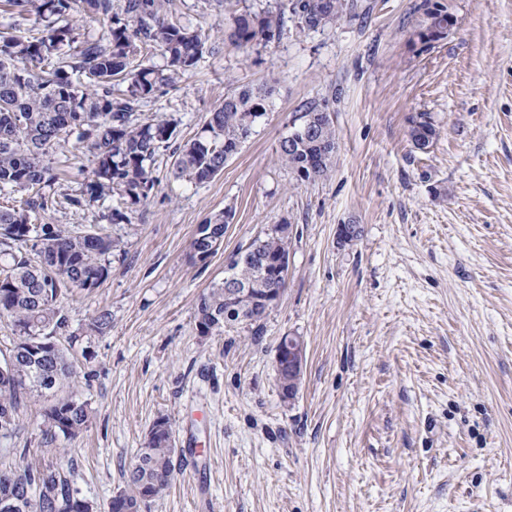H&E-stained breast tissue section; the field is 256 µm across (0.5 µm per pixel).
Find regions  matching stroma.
Wrapping results in <instances>:
<instances>
[{
  "label": "stroma",
  "instance_id": "obj_1",
  "mask_svg": "<svg viewBox=\"0 0 512 512\" xmlns=\"http://www.w3.org/2000/svg\"><path fill=\"white\" fill-rule=\"evenodd\" d=\"M322 31L242 51L217 40L177 89L141 108L200 135L229 78L272 87L266 116L201 184H158L131 223L102 209L56 214L118 239L109 273L65 299L70 330L107 310L112 327L74 357L91 408L76 440H42L44 401L20 410L0 448L60 465L110 512L155 421L178 447L171 488L143 512H512V0H437L452 20L424 44V0H359ZM328 105L336 168L296 182L278 144L304 106ZM430 116L427 150L409 138ZM232 209L206 261L191 242ZM289 224L288 276L261 331L195 329L226 260ZM356 236L337 238L339 225ZM306 359L293 401L276 381L282 336Z\"/></svg>",
  "mask_w": 512,
  "mask_h": 512
}]
</instances>
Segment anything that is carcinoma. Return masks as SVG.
Returning a JSON list of instances; mask_svg holds the SVG:
<instances>
[{
    "instance_id": "cac0c4a2",
    "label": "carcinoma",
    "mask_w": 512,
    "mask_h": 512,
    "mask_svg": "<svg viewBox=\"0 0 512 512\" xmlns=\"http://www.w3.org/2000/svg\"><path fill=\"white\" fill-rule=\"evenodd\" d=\"M167 0H4L12 18L0 24V195L19 194L18 204L0 206V319L18 339L0 355V438L20 428L19 410L32 393L50 398L44 407V443L74 440L90 421L88 403L72 391L70 351L81 336L103 335L112 313L93 315L82 333L66 332L63 300L99 287L118 243L107 233L76 231L52 221L57 213L83 211L107 201L102 218L130 224L153 192L156 158L169 151L178 180L201 183L250 138L267 114L272 89L230 80L224 102L201 134L176 143V121L139 119L141 105L175 87L211 50L212 34L167 14ZM232 26L228 39L239 49L267 46L288 21L299 36L331 28L352 16V0H266L254 10L245 0H224ZM418 40L443 38L448 14L424 4ZM105 24L95 33L88 21ZM30 21L32 26L22 27ZM159 52L164 63H146ZM302 123L281 140L278 157L298 182L326 179L335 170L338 138L326 105L305 106ZM92 157L91 176L77 189L53 165L52 156L70 142ZM227 209L207 218L191 248L204 261L224 239L232 220ZM227 275L258 279L248 253ZM224 283L200 298L198 335L224 330V323L255 325L265 307L228 317ZM66 334L65 340L59 335ZM180 453L169 422L156 421L125 470L126 487L111 512H141L169 487ZM18 512H95L81 489L52 466H0V501Z\"/></svg>"
}]
</instances>
